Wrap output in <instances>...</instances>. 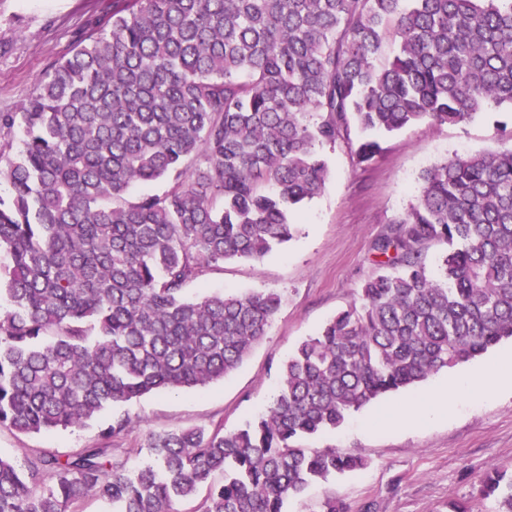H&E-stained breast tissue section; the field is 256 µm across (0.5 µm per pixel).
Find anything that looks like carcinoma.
<instances>
[{
	"mask_svg": "<svg viewBox=\"0 0 512 512\" xmlns=\"http://www.w3.org/2000/svg\"><path fill=\"white\" fill-rule=\"evenodd\" d=\"M101 22L0 112V428L21 434L237 370L281 296L185 290L294 237L292 211L329 177L325 148L368 166L380 135L512 110V0H113ZM422 180L373 242L379 268L243 428L153 433L134 471L112 458L125 415L64 459L0 454V512H82L94 496L112 512H284L362 468L298 440L512 338V148ZM433 242L448 245L436 275ZM478 492L512 512V473Z\"/></svg>",
	"mask_w": 512,
	"mask_h": 512,
	"instance_id": "1",
	"label": "carcinoma"
}]
</instances>
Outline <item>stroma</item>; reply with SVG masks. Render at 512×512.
<instances>
[{
	"label": "stroma",
	"instance_id": "35a3bbf8",
	"mask_svg": "<svg viewBox=\"0 0 512 512\" xmlns=\"http://www.w3.org/2000/svg\"><path fill=\"white\" fill-rule=\"evenodd\" d=\"M112 0H0V112L26 103L48 66L68 53L78 36L97 32ZM512 112H486L452 126H412L389 135L372 164L355 166L347 151L327 149L331 175L322 193L298 210L297 236L261 264L225 262L221 272L191 286L212 291H274L282 305L265 339L231 376L206 387L144 395L105 411L86 428L22 435L0 429V453L18 459L39 450L64 455L97 443L113 415H128L133 427L112 442L127 469L153 432L188 427L230 433L263 411L276 394L279 366L296 346L346 307L376 269L371 245L404 212L422 188V173L454 154L512 147ZM512 355V339L440 371L407 390L378 398L352 412L335 430L310 440L313 448H340L362 456L363 468L310 487L291 499L286 512H321L335 495L346 512H448L467 501L470 512H495L477 493L493 467L512 470V392L489 398L469 393L440 408L431 389L447 386Z\"/></svg>",
	"mask_w": 512,
	"mask_h": 512
}]
</instances>
